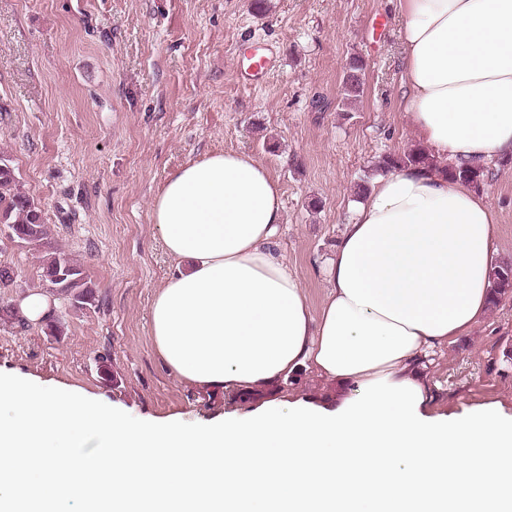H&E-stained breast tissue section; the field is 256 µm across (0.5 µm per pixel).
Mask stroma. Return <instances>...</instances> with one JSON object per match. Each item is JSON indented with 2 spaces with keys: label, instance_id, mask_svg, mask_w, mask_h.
<instances>
[{
  "label": "stroma",
  "instance_id": "1",
  "mask_svg": "<svg viewBox=\"0 0 512 512\" xmlns=\"http://www.w3.org/2000/svg\"><path fill=\"white\" fill-rule=\"evenodd\" d=\"M404 18L395 0H0V154L42 212L54 247L81 264L95 299L56 295L58 335L11 310L48 291L43 253L0 234V373L78 387L132 419L194 427L224 412L220 392L180 384L149 335L154 292L176 272L151 222L170 173L234 150L278 184L274 249L312 311L326 265L380 162L420 146L405 111ZM273 69L245 84L254 47ZM362 95L339 108L349 61ZM480 190L497 217L495 264L512 263V163L489 162ZM430 409L512 415V296L454 343L433 348Z\"/></svg>",
  "mask_w": 512,
  "mask_h": 512
}]
</instances>
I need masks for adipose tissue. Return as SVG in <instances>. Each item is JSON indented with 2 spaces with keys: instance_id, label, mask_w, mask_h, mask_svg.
<instances>
[{
  "instance_id": "ef3b65f1",
  "label": "adipose tissue",
  "mask_w": 512,
  "mask_h": 512,
  "mask_svg": "<svg viewBox=\"0 0 512 512\" xmlns=\"http://www.w3.org/2000/svg\"><path fill=\"white\" fill-rule=\"evenodd\" d=\"M406 113L434 155H512V0H398ZM165 252L188 270L150 309L182 383L259 397L302 366L352 391L291 395L203 427L133 421L79 389L0 375V512H512V417L429 411L422 357L487 310L496 219L440 170L381 177L312 312L272 246L277 184L257 159L188 162L154 197Z\"/></svg>"
}]
</instances>
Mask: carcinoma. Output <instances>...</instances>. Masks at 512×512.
Masks as SVG:
<instances>
[{
    "label": "carcinoma",
    "mask_w": 512,
    "mask_h": 512,
    "mask_svg": "<svg viewBox=\"0 0 512 512\" xmlns=\"http://www.w3.org/2000/svg\"><path fill=\"white\" fill-rule=\"evenodd\" d=\"M362 64L355 60L350 63L343 79V98L341 106H346L360 97L363 92ZM433 162L426 150L415 148L403 155L387 156L383 159V167L387 170L408 165H426ZM442 172L448 180L460 182L474 189H480L489 177V167L485 164L450 165ZM0 218L4 223L12 225L14 235H35L34 245L45 249L43 260V277L52 287L60 288V292L71 294L77 306L81 307L94 298L93 289L83 268L70 259L65 253L51 245L48 241L47 227L42 211L17 184L13 170L0 169ZM69 266L76 270L75 280L67 287L56 279L64 267ZM508 294H512V265L497 266L492 270L491 305H497Z\"/></svg>",
    "instance_id": "1"
}]
</instances>
